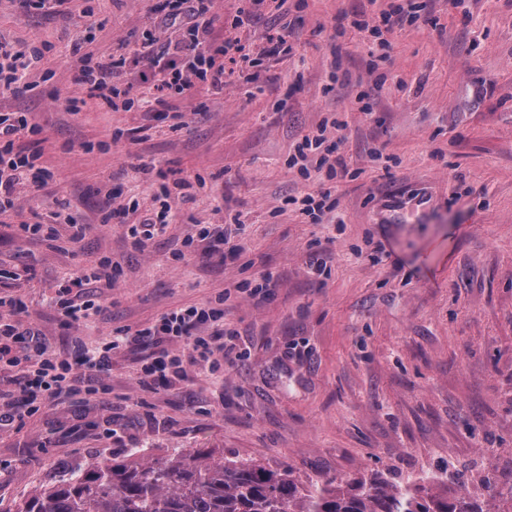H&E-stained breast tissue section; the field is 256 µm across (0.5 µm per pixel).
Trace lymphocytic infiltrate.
I'll use <instances>...</instances> for the list:
<instances>
[{
    "instance_id": "lymphocytic-infiltrate-1",
    "label": "lymphocytic infiltrate",
    "mask_w": 512,
    "mask_h": 512,
    "mask_svg": "<svg viewBox=\"0 0 512 512\" xmlns=\"http://www.w3.org/2000/svg\"><path fill=\"white\" fill-rule=\"evenodd\" d=\"M84 42L81 36L73 41V49L80 57L72 83L109 110L122 104L149 112L158 106L170 107L173 98L186 94L199 83L222 88L227 65L237 64L244 51L240 40L211 39L208 31L200 30L193 23L188 26L186 37L174 45L175 51L189 58L188 68L161 71L153 96L145 97L140 92L138 78H128L121 85L113 81L114 75L126 69V56L93 63L81 53ZM18 132L16 124L0 117V199L10 198L17 187L31 182L28 159L13 153ZM83 285L80 278L61 283L46 298L50 306L60 309L65 324L82 322L93 308L91 302H79L74 297L75 289ZM21 335L19 323L0 316V364L21 371L24 403L31 407L40 397L76 392L77 387L69 377L72 368L97 374L109 367L114 353L147 341L152 342L155 350L142 366L141 383L154 390L170 389L183 378L186 367L215 369L218 355L229 354L234 349L238 331L225 322L222 308L206 302L165 313L144 329H118L102 347L93 350L79 347L71 361L51 355L47 347L37 342L18 348Z\"/></svg>"
}]
</instances>
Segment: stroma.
<instances>
[{
	"label": "stroma",
	"instance_id": "obj_1",
	"mask_svg": "<svg viewBox=\"0 0 512 512\" xmlns=\"http://www.w3.org/2000/svg\"><path fill=\"white\" fill-rule=\"evenodd\" d=\"M162 2L70 0L59 14L0 0V41L41 53L0 113H26L15 148L49 174L0 212V299H21L15 319L62 358L220 300L237 354L218 377L191 367L153 391L140 383L143 352L125 350L79 378L81 395L0 426V512H20L63 471L131 451L145 462L192 449L286 463L303 483L458 472L477 495L490 471L512 484V0H422L416 22L378 39L355 22L393 0H305L284 16L266 0L242 26L212 28L263 54L255 82L176 100L178 123L91 99L70 111L84 12L102 22L85 30L84 51L106 60L138 53L150 32L180 38ZM283 23L295 55L265 56ZM319 129L348 171L331 183L335 212L315 224L288 204L315 189L288 161ZM139 158L149 167L132 172ZM179 179L187 202L136 248L130 224L179 196ZM132 197L137 213L115 215ZM61 209L82 237L56 219ZM234 214L239 247L192 244ZM37 223L51 233L25 232ZM106 262L118 269L112 287L83 288L98 313L65 326L45 294Z\"/></svg>",
	"mask_w": 512,
	"mask_h": 512
}]
</instances>
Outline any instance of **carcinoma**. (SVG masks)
<instances>
[{
	"instance_id": "1",
	"label": "carcinoma",
	"mask_w": 512,
	"mask_h": 512,
	"mask_svg": "<svg viewBox=\"0 0 512 512\" xmlns=\"http://www.w3.org/2000/svg\"><path fill=\"white\" fill-rule=\"evenodd\" d=\"M483 494L453 496L428 477L393 483L378 473L301 486L285 467L177 450L150 462L97 459L41 489L23 512H512V486L490 474Z\"/></svg>"
}]
</instances>
